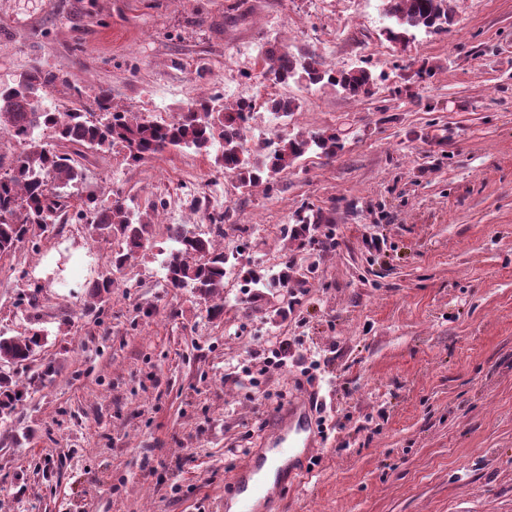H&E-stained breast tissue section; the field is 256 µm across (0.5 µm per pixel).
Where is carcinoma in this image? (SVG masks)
Here are the masks:
<instances>
[{"label":"carcinoma","mask_w":512,"mask_h":512,"mask_svg":"<svg viewBox=\"0 0 512 512\" xmlns=\"http://www.w3.org/2000/svg\"><path fill=\"white\" fill-rule=\"evenodd\" d=\"M385 13L395 20L386 28L387 40L409 42L412 29L427 32L448 30L452 15L447 0H383ZM261 62L272 73L270 81L286 84L304 81L310 85L332 86L347 95L360 98L372 95L375 78L358 67L336 71L327 67L315 52L296 56L278 41H269ZM57 76L37 66L21 74L10 86L0 88V133L21 146V151L6 160L0 154V258L11 256L16 247L44 235L54 228L56 219L68 223L67 213L71 188L83 179L76 157L84 151L99 150L115 144L127 150L133 163L184 147L209 152L222 144L215 164L236 178L238 188L250 191L286 171L308 151L333 158L341 149L340 137L334 132L312 131L282 137L277 146L261 162H254L244 148L248 104L239 101L233 106L221 102V96L200 97L181 109L172 122H159L132 116L130 112L112 111V97L100 91L94 97L105 121L87 117L91 111L83 98L64 112H52L34 101L42 99L41 91L52 85ZM268 107L278 116L287 117L299 109L293 98L274 97ZM49 130L59 147L40 140L41 132ZM96 199L87 197L94 216L86 222L93 238L113 239L118 250L112 253V267L123 268L132 258L151 247L153 224L133 212L119 199L102 208ZM322 215L312 209L295 215L290 238L312 237ZM168 240L174 246L162 262L164 287L175 290L190 288L213 304L208 316L218 319L224 314V277L226 256L210 237L197 235L185 224L168 225ZM114 288L110 277L98 279L91 286L89 297L101 304L109 300ZM42 338L34 333L28 337L0 335V413L12 412L26 395L14 370L28 366L41 347Z\"/></svg>","instance_id":"carcinoma-1"}]
</instances>
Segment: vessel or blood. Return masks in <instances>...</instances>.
Returning <instances> with one entry per match:
<instances>
[{"mask_svg":"<svg viewBox=\"0 0 512 512\" xmlns=\"http://www.w3.org/2000/svg\"><path fill=\"white\" fill-rule=\"evenodd\" d=\"M268 428L260 448L239 466L231 480L238 512H265L279 499V483L295 480L304 472L305 459L316 446L311 401L283 403L271 413ZM266 469L274 470L276 485L262 479Z\"/></svg>","mask_w":512,"mask_h":512,"instance_id":"1","label":"vessel or blood"}]
</instances>
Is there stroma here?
Returning a JSON list of instances; mask_svg holds the SVG:
<instances>
[{
  "label": "stroma",
  "instance_id": "obj_1",
  "mask_svg": "<svg viewBox=\"0 0 512 512\" xmlns=\"http://www.w3.org/2000/svg\"><path fill=\"white\" fill-rule=\"evenodd\" d=\"M448 6L450 29L401 54L382 0H0V84L41 66L57 76L49 109L107 89L114 108L169 122L220 94L260 102L252 157L296 133L343 144L249 193L190 150L87 153L83 192L147 213L155 239L116 270L113 243L73 219L0 260V333L46 337L18 371L26 399L0 417V512H224L268 411L315 394L325 428L283 512H512V0ZM273 39L367 68L372 96L263 82ZM279 95L301 107L272 122L263 103ZM193 191L231 216L220 321L162 281L167 224L213 230ZM307 207L335 248L284 239ZM288 255L315 277L243 289L242 267L272 275ZM105 273L112 296L91 305Z\"/></svg>",
  "mask_w": 512,
  "mask_h": 512
}]
</instances>
